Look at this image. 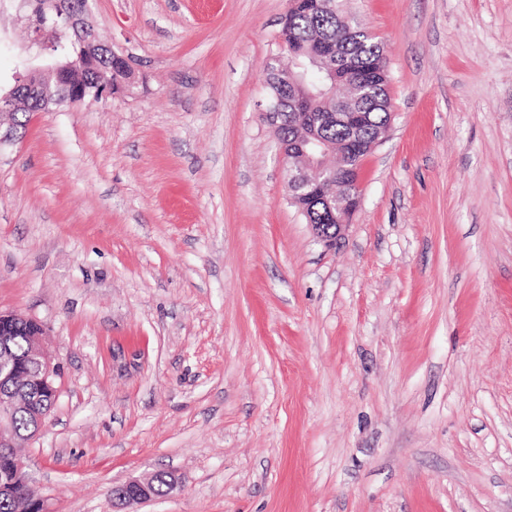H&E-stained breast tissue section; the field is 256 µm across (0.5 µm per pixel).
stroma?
<instances>
[{
  "mask_svg": "<svg viewBox=\"0 0 512 512\" xmlns=\"http://www.w3.org/2000/svg\"><path fill=\"white\" fill-rule=\"evenodd\" d=\"M130 93L0 148V310L59 398L49 512H512V0H338L394 112L336 249L263 119L288 0H90ZM32 39L0 6V82ZM155 497L144 479H131L112 487V509L115 512H135L127 510L130 505L145 503Z\"/></svg>",
  "mask_w": 512,
  "mask_h": 512,
  "instance_id": "1",
  "label": "stroma"
}]
</instances>
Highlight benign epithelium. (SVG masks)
Segmentation results:
<instances>
[{"label": "benign epithelium", "instance_id": "benign-epithelium-1", "mask_svg": "<svg viewBox=\"0 0 512 512\" xmlns=\"http://www.w3.org/2000/svg\"><path fill=\"white\" fill-rule=\"evenodd\" d=\"M90 0H84L68 13L57 11L44 17L50 31L61 35L73 34L78 42V58L63 62L53 61L19 75L11 90L0 92V147L14 141L17 134L16 117L21 112H55L64 105L82 104L86 100L99 101L114 95L112 69L100 65L102 45L93 26L87 21ZM336 119L357 128L367 121V114L353 103H346ZM316 129L303 132V137L292 146H282L279 157L288 168L289 199L322 193L326 210L336 214L334 224H312L314 237L332 248L344 234L347 208L350 200L339 192L327 193L325 187L335 179V172L326 159L316 155L313 146L318 144ZM45 327L35 333L34 360L40 373V383L53 388L58 366L53 364L47 351ZM26 402L17 397L0 396V447L16 448L21 444L9 423V416ZM153 494L145 480L131 479L112 487V508L115 512H129V506L151 500Z\"/></svg>", "mask_w": 512, "mask_h": 512}]
</instances>
